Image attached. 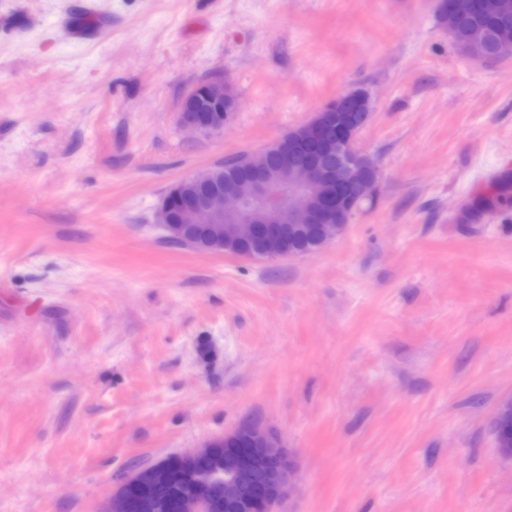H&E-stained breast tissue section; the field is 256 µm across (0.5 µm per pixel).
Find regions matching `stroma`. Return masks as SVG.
I'll use <instances>...</instances> for the list:
<instances>
[{"label": "stroma", "instance_id": "stroma-1", "mask_svg": "<svg viewBox=\"0 0 512 512\" xmlns=\"http://www.w3.org/2000/svg\"><path fill=\"white\" fill-rule=\"evenodd\" d=\"M437 0H0V512H99L119 475L249 418L278 512H512V57ZM239 105L181 128L214 74ZM368 91L381 183L319 250L170 242L167 191ZM232 87L221 74L190 90L184 97L179 119L183 127L201 135H211L224 130V123L233 112L226 108L224 94H231ZM205 101V112L198 111V102Z\"/></svg>", "mask_w": 512, "mask_h": 512}]
</instances>
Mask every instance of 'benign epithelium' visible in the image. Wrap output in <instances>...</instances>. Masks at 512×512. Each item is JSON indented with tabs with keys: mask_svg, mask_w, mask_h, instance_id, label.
<instances>
[{
	"mask_svg": "<svg viewBox=\"0 0 512 512\" xmlns=\"http://www.w3.org/2000/svg\"><path fill=\"white\" fill-rule=\"evenodd\" d=\"M448 12L459 16L478 13L496 17L501 0H448ZM512 56V37L480 32L463 51L479 60ZM231 85L221 74L190 90L184 97L179 119L183 127L201 135L224 130L230 118L224 95ZM206 110L198 111L199 100ZM353 106L357 118L341 126L336 134V165L321 159L293 165L281 156L270 162L273 146L247 156L246 171L236 186L224 187V164L195 173L170 188L157 211V223L167 237L189 241L191 225H199L200 242L195 248L222 252L224 241L251 245L250 257H282L288 233L298 224H315L324 243L339 237L361 202L377 194L378 167L357 149L359 135L368 124L373 102L368 92L345 91L329 100L300 127L302 142H315L325 135L323 118L336 107ZM370 172L372 180L358 181V174ZM224 443V473L198 476L192 494L181 497L176 512H275L297 480L295 455L280 435L264 424L240 422L224 435L206 441L190 453L173 454L158 463L130 471L112 490L101 512H153L156 506L131 495L135 488H149L172 482L179 473L194 474L199 465Z\"/></svg>",
	"mask_w": 512,
	"mask_h": 512,
	"instance_id": "1",
	"label": "benign epithelium"
}]
</instances>
